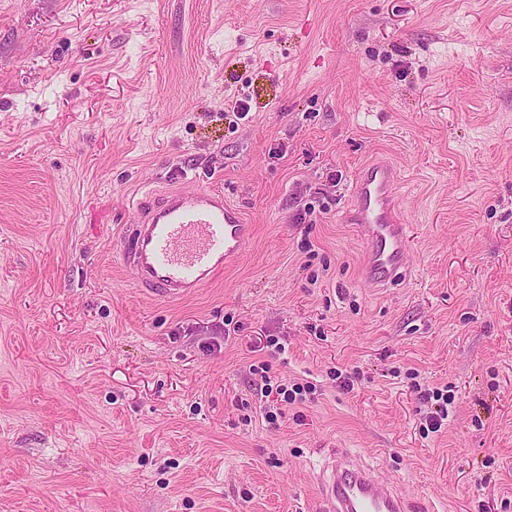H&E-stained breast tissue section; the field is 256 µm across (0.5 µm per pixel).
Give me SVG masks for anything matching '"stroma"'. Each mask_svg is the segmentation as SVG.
Instances as JSON below:
<instances>
[{
    "label": "stroma",
    "instance_id": "stroma-1",
    "mask_svg": "<svg viewBox=\"0 0 512 512\" xmlns=\"http://www.w3.org/2000/svg\"><path fill=\"white\" fill-rule=\"evenodd\" d=\"M379 154L413 251L376 293L341 213ZM165 178L254 226L175 301L116 248ZM261 363L314 388L273 424ZM341 448L512 512V0H0V512H320ZM424 403H431L430 411L425 415V422L427 423V432H437L443 425V421L448 419V405L454 401V396L448 394V389H424L418 387ZM436 405V406H435Z\"/></svg>",
    "mask_w": 512,
    "mask_h": 512
}]
</instances>
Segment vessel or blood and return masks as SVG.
Listing matches in <instances>:
<instances>
[{"instance_id":"1","label":"vessel or blood","mask_w":512,"mask_h":512,"mask_svg":"<svg viewBox=\"0 0 512 512\" xmlns=\"http://www.w3.org/2000/svg\"><path fill=\"white\" fill-rule=\"evenodd\" d=\"M398 186L393 165L374 159L355 177L343 213L365 240L362 281L377 291L406 272L412 252L410 227L397 215ZM133 210L120 259L138 288L167 300L205 286L242 257L252 237L242 209L219 189L151 186L134 198ZM319 491L322 512H415L408 494L344 449L324 466Z\"/></svg>"}]
</instances>
